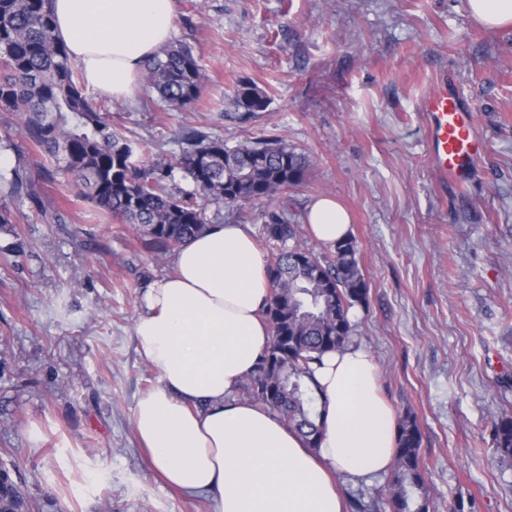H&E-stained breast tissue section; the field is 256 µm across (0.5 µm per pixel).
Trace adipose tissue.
<instances>
[{"label": "adipose tissue", "mask_w": 512, "mask_h": 512, "mask_svg": "<svg viewBox=\"0 0 512 512\" xmlns=\"http://www.w3.org/2000/svg\"><path fill=\"white\" fill-rule=\"evenodd\" d=\"M52 9L84 83L117 100L132 96L144 62L174 32L173 0H52ZM304 221L326 245L349 235L347 212L330 198L310 202ZM270 291L267 260L243 225H212L176 252L174 274L149 284L135 325L159 378L138 399L134 428L164 480L211 496L215 512H343L338 478L370 482L389 471L395 416L356 342L313 367L317 448L238 399L269 342L261 310Z\"/></svg>", "instance_id": "obj_1"}]
</instances>
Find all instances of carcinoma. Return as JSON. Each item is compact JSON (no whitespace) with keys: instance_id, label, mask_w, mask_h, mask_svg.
I'll return each mask as SVG.
<instances>
[{"instance_id":"1","label":"carcinoma","mask_w":512,"mask_h":512,"mask_svg":"<svg viewBox=\"0 0 512 512\" xmlns=\"http://www.w3.org/2000/svg\"><path fill=\"white\" fill-rule=\"evenodd\" d=\"M52 0H0V112L19 115L27 146L53 165L49 177L73 179L79 197L102 215L133 225L137 241L161 257L209 227L207 207L233 208L243 201H263L298 184L310 166L308 156L283 138H265L230 146L219 137L186 133L177 154L164 162L150 145L135 148L112 128L80 86L65 45L57 40ZM205 75L195 48L175 41L145 61L143 81L160 100L188 108L200 99ZM266 92L241 81L231 105L245 117L263 111ZM30 154L19 149L15 165L0 172L6 197L38 205L46 220L59 212L44 203L31 177ZM191 189L173 191L175 174ZM16 215L0 204V230L16 233ZM300 225L283 206L267 215L265 244L269 299L262 308L271 339L255 372L238 388V397L269 409L317 447L321 434L317 399L309 386L310 364L353 340L349 312L367 303L356 242L345 238L318 250L300 239ZM496 464L512 469V415L492 423ZM421 432L406 416L397 432V451L387 485L357 512H429L425 476L420 465ZM0 512H33L25 492L0 469Z\"/></svg>"}]
</instances>
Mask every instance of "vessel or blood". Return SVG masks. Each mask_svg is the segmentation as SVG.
<instances>
[{
	"mask_svg": "<svg viewBox=\"0 0 512 512\" xmlns=\"http://www.w3.org/2000/svg\"><path fill=\"white\" fill-rule=\"evenodd\" d=\"M423 110L427 145L436 175L457 186H467L486 150L471 110L448 80L428 91Z\"/></svg>",
	"mask_w": 512,
	"mask_h": 512,
	"instance_id": "obj_1",
	"label": "vessel or blood"
}]
</instances>
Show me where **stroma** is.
I'll list each match as a JSON object with an SVG mask.
<instances>
[{
	"label": "stroma",
	"instance_id": "stroma-1",
	"mask_svg": "<svg viewBox=\"0 0 512 512\" xmlns=\"http://www.w3.org/2000/svg\"><path fill=\"white\" fill-rule=\"evenodd\" d=\"M175 37L205 74L194 107L136 87L98 96L112 127L162 157L197 128L235 146L281 136L310 157L286 190L350 213L368 285L354 334L396 418L416 416L430 512L475 498L512 512V470L491 461V423L512 414V25L475 23L467 0H173ZM451 77L486 141L474 182L438 183L422 99ZM248 80L268 96L249 120L228 97ZM33 176L78 240L19 206L0 231V463L15 465L36 512H213L168 487L133 427L158 371L134 325L148 281L173 256L98 217L64 176Z\"/></svg>",
	"mask_w": 512,
	"mask_h": 512
}]
</instances>
